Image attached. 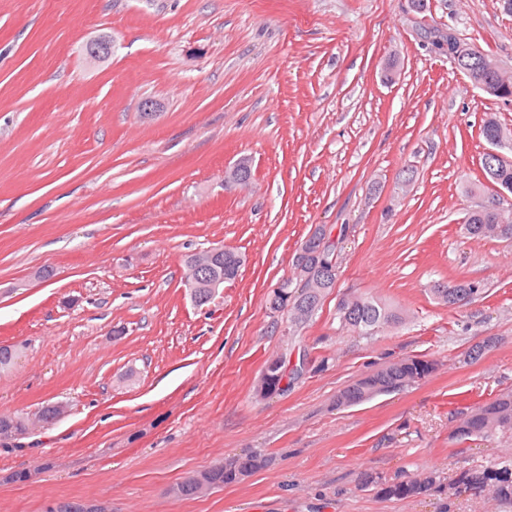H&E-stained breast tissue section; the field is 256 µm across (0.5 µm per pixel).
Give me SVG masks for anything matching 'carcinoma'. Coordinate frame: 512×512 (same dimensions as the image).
<instances>
[{"label":"carcinoma","instance_id":"1","mask_svg":"<svg viewBox=\"0 0 512 512\" xmlns=\"http://www.w3.org/2000/svg\"><path fill=\"white\" fill-rule=\"evenodd\" d=\"M486 52L477 47L468 48V56L464 62L465 69L471 79L487 87L485 93L499 100L501 95L497 89L502 86L495 76L487 73L483 67ZM502 125L492 114L486 115L480 126V136L486 142L499 137ZM487 179L496 187L512 191V162L505 161L496 169L485 172ZM325 224H318L308 237L300 244L294 262L304 266L311 275L322 280L323 292L319 295L310 294L300 288L292 279L281 280L273 294L268 299L269 309L288 323V335L296 336L305 322L292 319L294 312L303 308H311L312 314H317L325 297L336 287V270L330 266L337 245L326 243ZM463 229L471 238H492L512 242V220L506 219L502 212L487 204L477 205L470 209L465 218ZM243 263V258L236 252L226 249L217 256L211 275L215 279H234ZM432 295L441 303L450 307H461L469 304L482 293L479 283L459 281L453 284L436 283L431 288ZM214 293L205 282L198 288L190 289V299L197 307L209 304ZM336 315L340 323L362 335H372L388 326H397L405 322L407 313L373 295L351 293L342 295L336 304ZM280 367L277 368L275 386L278 392L288 391L291 385L302 373V367L290 366V359L281 354L277 356ZM435 364L418 357L404 358L391 363L372 374L362 376L336 395V406L348 407L367 401L377 394L396 390L411 382L430 375ZM479 437L486 441L502 438H512V391L503 392L489 400L476 402L467 407V412L453 433V438L466 440ZM268 458L260 453L233 458L224 461V467L210 471L213 488L232 484L242 477L264 468ZM496 481L494 492L496 498L504 501L512 500V459H499L491 470L474 472L462 476L463 483L481 488L488 480ZM433 485V478L425 476L408 482L397 483L387 490V493L398 497H421L427 495Z\"/></svg>","mask_w":512,"mask_h":512}]
</instances>
